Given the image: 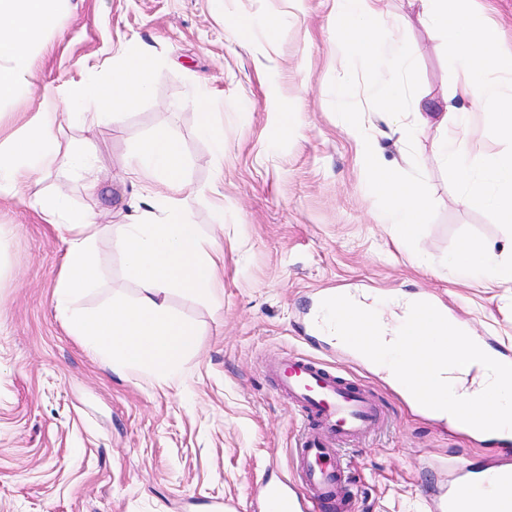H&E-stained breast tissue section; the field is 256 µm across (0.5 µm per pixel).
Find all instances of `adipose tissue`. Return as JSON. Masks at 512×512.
<instances>
[{"mask_svg":"<svg viewBox=\"0 0 512 512\" xmlns=\"http://www.w3.org/2000/svg\"><path fill=\"white\" fill-rule=\"evenodd\" d=\"M424 19L455 49L456 79L440 107L444 134L436 149L456 176L459 198H479L502 223H512V147L491 154L472 153L466 126L471 112H499L494 138H512V46L493 22L476 23L466 0H418ZM65 0H0V104L19 103V91L32 77L30 51L42 44L60 16ZM155 57L138 50L119 56L107 78L89 75L73 84L63 101L68 119L100 124L106 111L127 109L149 95ZM187 97L200 116L199 135L216 158L224 156V124L200 86ZM59 115L39 112L22 131L0 142V194H32L42 172L64 162L78 173L92 171V152L60 156L55 136ZM127 166L141 187L143 206L127 224H104L95 213L72 206L64 191L40 199L49 223L66 233L61 278L54 290L58 317L82 344L113 372H143L162 382L173 380L197 346L193 324L166 305L174 290L212 296L223 285L218 256L193 221L197 191L188 186L185 159L176 135L155 127L129 155ZM111 234L125 260L127 277L141 287L135 299L120 295L89 311L85 293L98 276L97 242ZM453 270L462 278L483 276L491 283H512V251L495 253L481 244L464 248Z\"/></svg>","mask_w":512,"mask_h":512,"instance_id":"obj_1","label":"adipose tissue"}]
</instances>
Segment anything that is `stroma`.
I'll use <instances>...</instances> for the list:
<instances>
[{
    "label": "stroma",
    "mask_w": 512,
    "mask_h": 512,
    "mask_svg": "<svg viewBox=\"0 0 512 512\" xmlns=\"http://www.w3.org/2000/svg\"><path fill=\"white\" fill-rule=\"evenodd\" d=\"M382 9L418 65L414 103L433 106L456 77L452 47L420 21L412 0H382ZM228 17L247 28L231 36ZM272 24L278 34L270 43ZM144 45L158 60L150 97L94 128L65 121L56 129L61 151L99 155L94 189L59 164L40 187L49 194L66 186L73 205L128 223L134 187L125 160L154 127H169L193 187L215 188L224 202L220 225L207 197L193 211L223 255V286L210 300L167 297L199 333L176 384L112 372L57 316L64 229L29 200L0 195V512H216L221 501L227 512H258L260 483L291 476L293 450L311 433L265 367L310 354L298 330L330 291L384 300L421 292L460 316L471 335L512 350V284L462 281L449 266L468 244L508 248L512 228L480 199L459 200L435 148L439 113L409 112L403 122L417 128L409 142L360 88L362 125L378 139L385 166H419L437 206L417 248L383 224L356 139L332 109L330 83L347 72L333 0H68L46 46L32 53L26 105L0 107V135L21 131L45 90L111 71L117 52ZM195 84L223 114L218 168L186 101ZM98 255L101 279L86 309L115 292L139 295L111 238L99 241ZM326 363L384 409L380 426L343 451L356 479L354 512H428L425 498L447 482L449 460L498 461L497 448L425 419L355 356Z\"/></svg>",
    "instance_id": "1"
}]
</instances>
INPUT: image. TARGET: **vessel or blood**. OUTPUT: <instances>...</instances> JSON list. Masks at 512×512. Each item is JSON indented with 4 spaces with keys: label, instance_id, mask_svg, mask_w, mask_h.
I'll return each instance as SVG.
<instances>
[{
    "label": "vessel or blood",
    "instance_id": "b4317fda",
    "mask_svg": "<svg viewBox=\"0 0 512 512\" xmlns=\"http://www.w3.org/2000/svg\"><path fill=\"white\" fill-rule=\"evenodd\" d=\"M266 375L315 434L298 441L292 477L263 481L265 512H353L352 478L342 450L379 426V401L310 356L271 362ZM451 468L459 485L432 499L430 512H512V464L456 460Z\"/></svg>",
    "mask_w": 512,
    "mask_h": 512
}]
</instances>
